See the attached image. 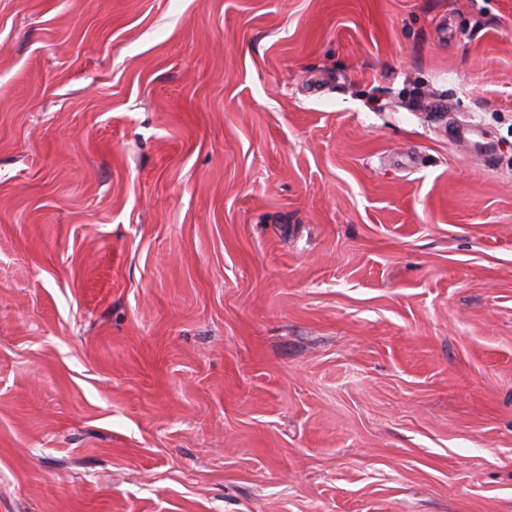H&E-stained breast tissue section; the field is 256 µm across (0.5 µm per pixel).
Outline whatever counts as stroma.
I'll list each match as a JSON object with an SVG mask.
<instances>
[{
    "label": "stroma",
    "mask_w": 512,
    "mask_h": 512,
    "mask_svg": "<svg viewBox=\"0 0 512 512\" xmlns=\"http://www.w3.org/2000/svg\"><path fill=\"white\" fill-rule=\"evenodd\" d=\"M0 512H512V0H0Z\"/></svg>",
    "instance_id": "stroma-1"
}]
</instances>
